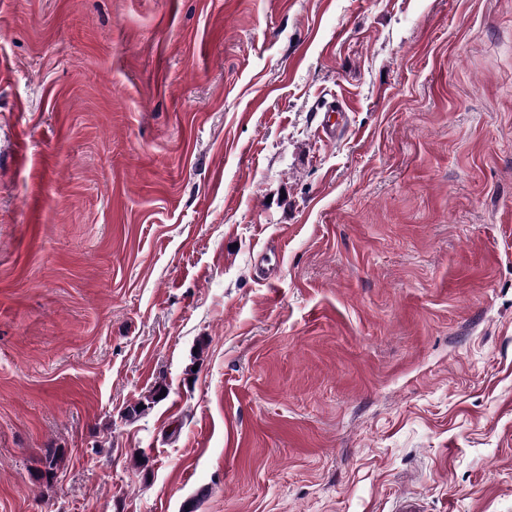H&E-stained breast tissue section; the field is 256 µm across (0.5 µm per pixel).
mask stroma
Returning <instances> with one entry per match:
<instances>
[{
    "instance_id": "35a3bbf8",
    "label": "stroma",
    "mask_w": 512,
    "mask_h": 512,
    "mask_svg": "<svg viewBox=\"0 0 512 512\" xmlns=\"http://www.w3.org/2000/svg\"><path fill=\"white\" fill-rule=\"evenodd\" d=\"M402 496L512 512V0H0V512Z\"/></svg>"
}]
</instances>
